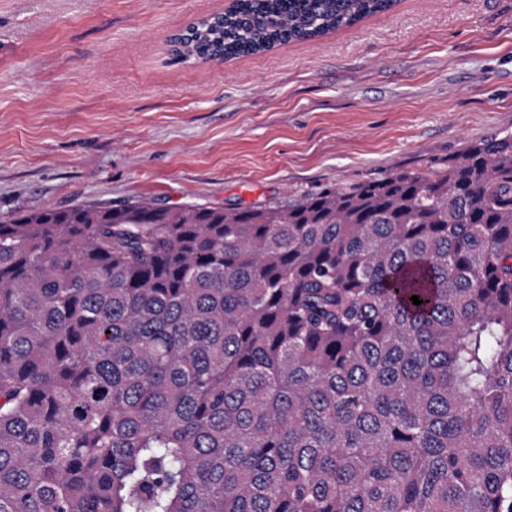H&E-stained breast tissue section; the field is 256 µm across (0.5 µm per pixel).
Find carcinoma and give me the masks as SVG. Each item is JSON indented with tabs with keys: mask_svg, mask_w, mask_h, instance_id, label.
Listing matches in <instances>:
<instances>
[{
	"mask_svg": "<svg viewBox=\"0 0 512 512\" xmlns=\"http://www.w3.org/2000/svg\"><path fill=\"white\" fill-rule=\"evenodd\" d=\"M396 3L236 0L181 53ZM0 512H512V133L264 206L1 214Z\"/></svg>",
	"mask_w": 512,
	"mask_h": 512,
	"instance_id": "1",
	"label": "carcinoma"
}]
</instances>
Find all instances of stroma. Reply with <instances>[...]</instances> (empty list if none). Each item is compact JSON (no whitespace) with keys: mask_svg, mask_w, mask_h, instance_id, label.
Here are the masks:
<instances>
[{"mask_svg":"<svg viewBox=\"0 0 512 512\" xmlns=\"http://www.w3.org/2000/svg\"><path fill=\"white\" fill-rule=\"evenodd\" d=\"M229 0H0V214L268 204L512 131V0H398L226 63L170 35Z\"/></svg>","mask_w":512,"mask_h":512,"instance_id":"1","label":"stroma"}]
</instances>
